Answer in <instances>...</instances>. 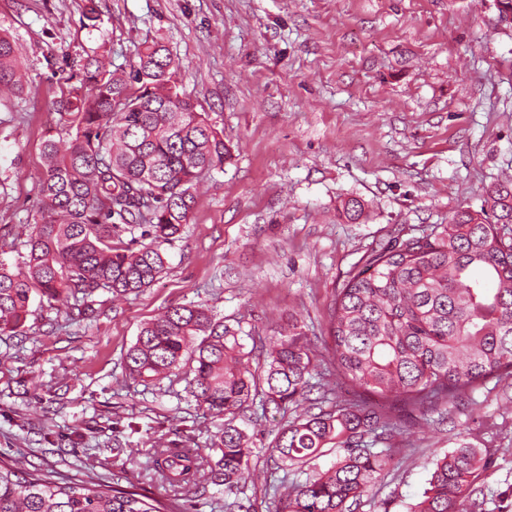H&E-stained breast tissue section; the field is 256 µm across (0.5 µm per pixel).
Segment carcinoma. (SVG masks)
I'll return each mask as SVG.
<instances>
[{
    "label": "carcinoma",
    "instance_id": "1",
    "mask_svg": "<svg viewBox=\"0 0 512 512\" xmlns=\"http://www.w3.org/2000/svg\"><path fill=\"white\" fill-rule=\"evenodd\" d=\"M137 57L136 88L93 55L58 103L68 137L42 143L41 220L22 268L0 260L1 335L23 327L35 293L49 301L65 295L82 303L83 314L100 291L125 297L151 286L166 270L162 246L188 223L200 177L230 154L207 113L180 89L168 49L155 42ZM23 88L14 45L1 31L0 93ZM511 232L512 180L505 179L480 209L461 208L429 235L372 251L335 290L330 364L365 397L277 426L267 451L285 465L302 467L329 444L343 455L282 485L275 512H351L402 451L403 430L385 402L433 411L491 376L512 377ZM123 233L132 234L129 242ZM241 333L202 306L182 305L145 324L126 353L134 380L159 383L184 367L193 374L189 395L222 420L213 465L203 468L200 454L174 443L158 446L152 466L169 493L155 497L38 472L21 479L0 463V512H179L180 501L208 483L242 492L254 483L256 444L237 420L256 401L285 414L305 400L315 354L294 321L261 362ZM367 437L384 448H367ZM485 469L477 448L445 454L413 512H473V479Z\"/></svg>",
    "mask_w": 512,
    "mask_h": 512
}]
</instances>
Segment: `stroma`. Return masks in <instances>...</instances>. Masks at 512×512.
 Instances as JSON below:
<instances>
[{"label":"stroma","mask_w":512,"mask_h":512,"mask_svg":"<svg viewBox=\"0 0 512 512\" xmlns=\"http://www.w3.org/2000/svg\"><path fill=\"white\" fill-rule=\"evenodd\" d=\"M0 28L24 77L0 98V259L12 268L41 216L42 143L68 134L56 103L88 55L128 80L139 48L164 45L231 149L201 178L150 288L98 293L87 318L36 298L22 333L0 336V460L31 470L160 496L147 468L158 438L210 446L220 421L189 396L188 375H126L142 325L178 305H205L265 346L297 320L319 357L312 384L350 398L325 343L335 290L371 251L480 209L512 174V21L496 0H0ZM351 197L362 218H338ZM279 420L258 404L242 420L267 472L239 497L254 512L275 507L280 482L338 458L328 448L305 470L278 466L264 447ZM400 423L406 453L355 512H408L432 460L464 445L491 462L473 483L480 512H512V380H484L445 420Z\"/></svg>","instance_id":"stroma-1"}]
</instances>
